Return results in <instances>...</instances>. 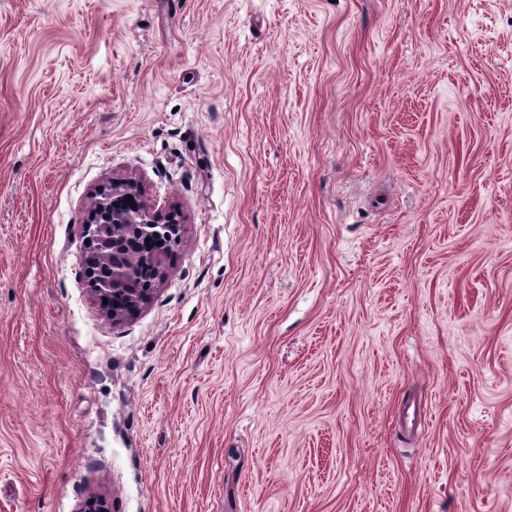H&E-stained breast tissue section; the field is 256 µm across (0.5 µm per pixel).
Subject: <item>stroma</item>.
<instances>
[{
    "instance_id": "1",
    "label": "stroma",
    "mask_w": 512,
    "mask_h": 512,
    "mask_svg": "<svg viewBox=\"0 0 512 512\" xmlns=\"http://www.w3.org/2000/svg\"><path fill=\"white\" fill-rule=\"evenodd\" d=\"M185 216L115 323L94 190ZM512 512V0H0V512Z\"/></svg>"
}]
</instances>
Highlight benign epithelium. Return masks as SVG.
<instances>
[{
	"mask_svg": "<svg viewBox=\"0 0 512 512\" xmlns=\"http://www.w3.org/2000/svg\"><path fill=\"white\" fill-rule=\"evenodd\" d=\"M83 227L89 286L100 300L112 297L104 313L120 322L146 305L167 276L170 250L157 242L180 241L183 216L155 209L138 180L114 178L94 191Z\"/></svg>",
	"mask_w": 512,
	"mask_h": 512,
	"instance_id": "benign-epithelium-1",
	"label": "benign epithelium"
}]
</instances>
